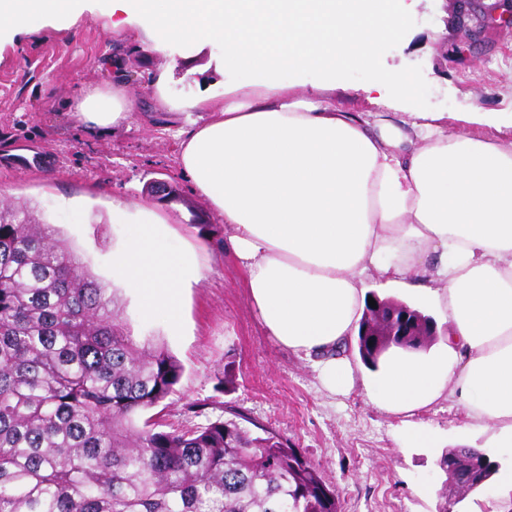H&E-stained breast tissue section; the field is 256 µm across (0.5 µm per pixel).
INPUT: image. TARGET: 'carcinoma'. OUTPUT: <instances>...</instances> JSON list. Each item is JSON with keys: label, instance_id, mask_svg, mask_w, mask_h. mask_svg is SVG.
Instances as JSON below:
<instances>
[{"label": "carcinoma", "instance_id": "1", "mask_svg": "<svg viewBox=\"0 0 512 512\" xmlns=\"http://www.w3.org/2000/svg\"><path fill=\"white\" fill-rule=\"evenodd\" d=\"M182 371L133 338L54 225L0 207V512H340L317 468L270 431L234 418L138 425ZM450 457L468 467L475 452Z\"/></svg>", "mask_w": 512, "mask_h": 512}]
</instances>
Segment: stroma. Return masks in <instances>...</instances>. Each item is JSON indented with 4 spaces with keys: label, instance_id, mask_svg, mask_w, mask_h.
Here are the masks:
<instances>
[{
    "label": "stroma",
    "instance_id": "35a3bbf8",
    "mask_svg": "<svg viewBox=\"0 0 512 512\" xmlns=\"http://www.w3.org/2000/svg\"><path fill=\"white\" fill-rule=\"evenodd\" d=\"M453 0H415L404 34L389 38L381 61L409 75L414 94L380 110L365 95L366 72L332 76L283 73L306 93L320 86L338 107L353 112H444L461 134L511 137L512 126L480 128L470 112L512 114V29L491 30L472 42L452 24ZM182 60L166 94L186 101L199 92L198 71L222 57L223 46L182 47ZM167 56L112 29V14L90 0L67 23L49 20L37 31L0 33V206L24 204L69 240L91 271L120 298V316L136 340L165 346L183 373L173 392L151 413L164 430L200 427L230 414L247 428L275 433L316 466L335 488L341 512H485L494 483L463 496L447 487L440 452L403 447L399 419L369 404L362 388L344 395L324 391L310 365L277 347L259 325L244 273L224 250V221L193 191L179 169V141L155 104L151 76ZM122 83L140 113L128 124L92 133L74 118L88 90ZM156 179L177 195L148 193ZM127 204L125 223L112 221V202ZM165 220L163 247L199 255L205 276L187 288L182 318L145 320L113 265L115 252L140 231L138 211Z\"/></svg>",
    "mask_w": 512,
    "mask_h": 512
}]
</instances>
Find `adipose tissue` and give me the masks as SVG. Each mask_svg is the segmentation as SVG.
<instances>
[{
    "mask_svg": "<svg viewBox=\"0 0 512 512\" xmlns=\"http://www.w3.org/2000/svg\"><path fill=\"white\" fill-rule=\"evenodd\" d=\"M86 2L0 0V31L72 18ZM106 2L113 30H140L153 51L220 43L215 73L264 76L183 104L166 96L172 69L154 84L162 107L194 115L177 128L178 164L223 217L267 336L307 360L329 394L362 386L370 404L402 417L409 446L437 447L413 417L446 404L465 409L468 428L494 420L512 446V138L451 132L440 112L375 120L280 78L358 68L375 103L386 104L387 88L412 94L409 77L380 63L381 44L407 25L399 0ZM134 111L116 85L88 91L76 119L105 129ZM140 221L114 261L145 318L178 320L202 267L195 251L161 248L155 214ZM373 274L433 302L440 319L428 350L393 347L372 368L358 331Z\"/></svg>",
    "mask_w": 512,
    "mask_h": 512,
    "instance_id": "1",
    "label": "adipose tissue"
}]
</instances>
